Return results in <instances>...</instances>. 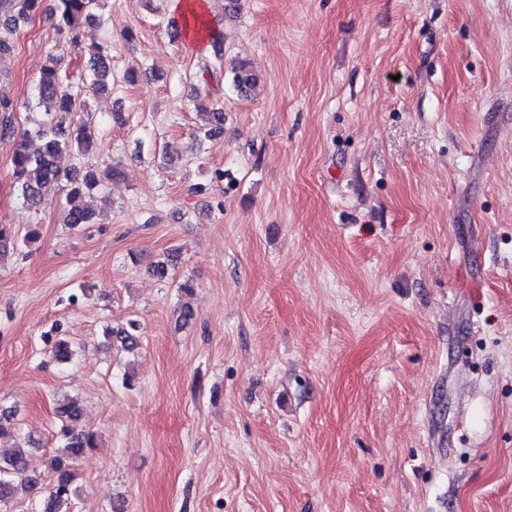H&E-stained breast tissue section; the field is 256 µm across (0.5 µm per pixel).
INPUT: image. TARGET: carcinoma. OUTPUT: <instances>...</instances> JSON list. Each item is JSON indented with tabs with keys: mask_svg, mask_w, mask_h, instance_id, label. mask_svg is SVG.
<instances>
[{
	"mask_svg": "<svg viewBox=\"0 0 512 512\" xmlns=\"http://www.w3.org/2000/svg\"><path fill=\"white\" fill-rule=\"evenodd\" d=\"M96 3L97 0H0V56L11 49L8 36L21 25L45 12L56 19L60 31L72 36L74 46H81V28L96 20ZM88 51L92 72L89 88L96 93H103L108 90L110 74L106 48L93 42L88 45ZM259 83L260 78L247 61L241 60L236 64L234 87L251 94ZM37 88L39 105L44 107L46 120L33 134L16 130L8 117V113L13 111L11 101L7 98L0 99V138L15 140V148L10 158L12 177L24 202L31 208L40 206L47 191L61 181L58 158L73 149L82 154L88 153L95 137L89 124L74 122L75 115L81 111L80 92L63 84L57 58L49 57V64L40 72ZM199 130L206 137L222 132L224 111L213 108L203 112ZM121 176L122 170L114 165L101 171L90 169L82 178L70 180L67 192L69 207L64 210L63 223L72 229L95 223V213L85 203L84 198L103 181L116 180ZM38 236L37 229L31 225L22 232L15 224L0 223V259L6 252L16 251L19 242L30 243ZM106 335L127 351L137 346L136 338L124 328L108 330ZM57 413L70 422L76 421L80 414L78 401L64 399L58 402ZM60 436L62 446L49 462L55 490L44 500L43 512H61V507L73 494V462L87 449L96 447L94 435L78 432L70 426L64 427ZM17 479L32 494L41 492L42 480L39 476L28 473L27 452L22 447L16 448L9 456L0 460V503H6L11 498Z\"/></svg>",
	"mask_w": 512,
	"mask_h": 512,
	"instance_id": "cac0c4a2",
	"label": "carcinoma"
}]
</instances>
